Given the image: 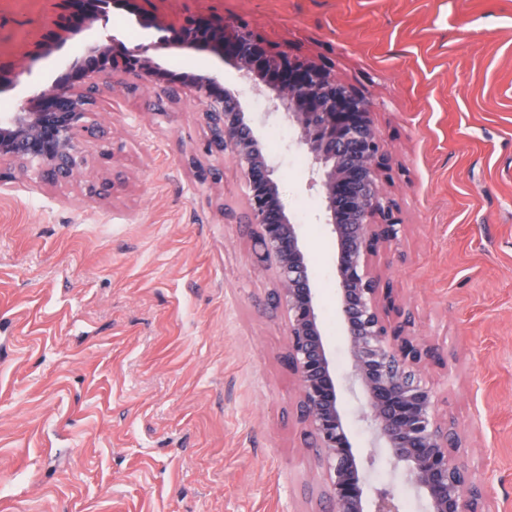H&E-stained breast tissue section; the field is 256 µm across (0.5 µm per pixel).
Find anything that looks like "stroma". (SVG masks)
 <instances>
[{
  "label": "stroma",
  "instance_id": "obj_1",
  "mask_svg": "<svg viewBox=\"0 0 512 512\" xmlns=\"http://www.w3.org/2000/svg\"><path fill=\"white\" fill-rule=\"evenodd\" d=\"M245 22L317 59L374 105L385 188L405 224L375 271L406 332L438 346L423 369L464 426L485 512H512V0H159ZM57 0H0V65H30L17 108L79 57L34 55ZM165 69L223 70L246 111L265 96L206 53ZM111 159L85 175L0 184V512H331L297 416L287 316L259 261L244 187L184 88L99 90ZM275 176L310 255L343 405L371 491L426 512L363 419L336 317L322 197L286 125L266 126Z\"/></svg>",
  "mask_w": 512,
  "mask_h": 512
}]
</instances>
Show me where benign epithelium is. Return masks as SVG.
<instances>
[{
	"mask_svg": "<svg viewBox=\"0 0 512 512\" xmlns=\"http://www.w3.org/2000/svg\"><path fill=\"white\" fill-rule=\"evenodd\" d=\"M59 2L64 13L38 52L49 56L77 36L84 37V52L71 63L69 75L0 117V166L52 183L78 178L89 148L106 143L105 130L92 119L88 87L109 88L116 73L129 91L156 85L162 74L156 53L170 48L205 52L232 65L264 92L266 109L259 116L244 110L240 93L224 87L218 72L184 74L166 84L195 90L211 134L204 152L221 142L243 179L248 218L257 227L255 245L275 270L287 314L288 366L299 390V420L323 451L322 495L335 512H400L394 494L373 495L366 485L365 461L348 428L309 253L258 134L260 123L292 128L309 160L310 182L321 187L322 223L336 246V307L350 352V378L362 391L363 417L376 442L403 466L428 512H481L482 490L454 454L464 431L440 414L436 391L420 376V367L437 358L436 349L391 320L401 312L398 292L372 270L371 258L397 245L403 226L398 204L382 187L390 155L372 103L328 67L274 50L234 19L182 18L145 9L142 0H108L104 9L96 0ZM112 8L135 15L151 41L129 48L112 36L100 39L98 27L107 26ZM25 73L22 66L0 68V91Z\"/></svg>",
	"mask_w": 512,
	"mask_h": 512,
	"instance_id": "benign-epithelium-1",
	"label": "benign epithelium"
}]
</instances>
